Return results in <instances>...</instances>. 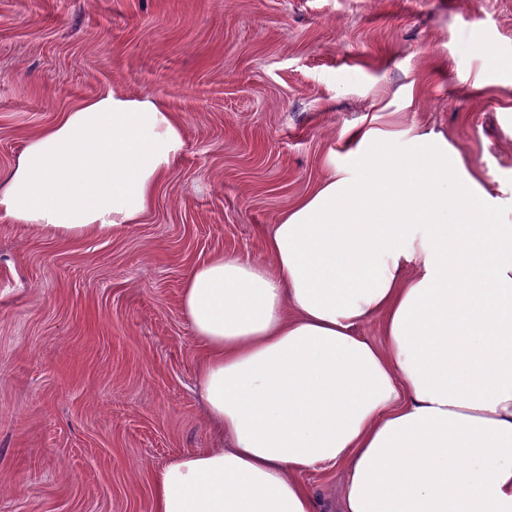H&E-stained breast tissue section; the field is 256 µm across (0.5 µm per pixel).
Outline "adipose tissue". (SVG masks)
I'll return each instance as SVG.
<instances>
[{"label": "adipose tissue", "mask_w": 512, "mask_h": 512, "mask_svg": "<svg viewBox=\"0 0 512 512\" xmlns=\"http://www.w3.org/2000/svg\"><path fill=\"white\" fill-rule=\"evenodd\" d=\"M351 139L365 177L284 212L266 261L186 275L221 444L159 470L153 512H512V225L447 143L379 166L372 132ZM183 147L162 103L88 98L26 140L0 220L61 238L140 223ZM336 468L319 507L302 476Z\"/></svg>", "instance_id": "1"}]
</instances>
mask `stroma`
I'll return each mask as SVG.
<instances>
[{
  "mask_svg": "<svg viewBox=\"0 0 512 512\" xmlns=\"http://www.w3.org/2000/svg\"><path fill=\"white\" fill-rule=\"evenodd\" d=\"M108 91L158 99L181 158L142 223L63 240L0 222V512H152L213 447L183 280L334 170L349 133L443 136L512 222V0H0V176Z\"/></svg>",
  "mask_w": 512,
  "mask_h": 512,
  "instance_id": "obj_1",
  "label": "stroma"
}]
</instances>
